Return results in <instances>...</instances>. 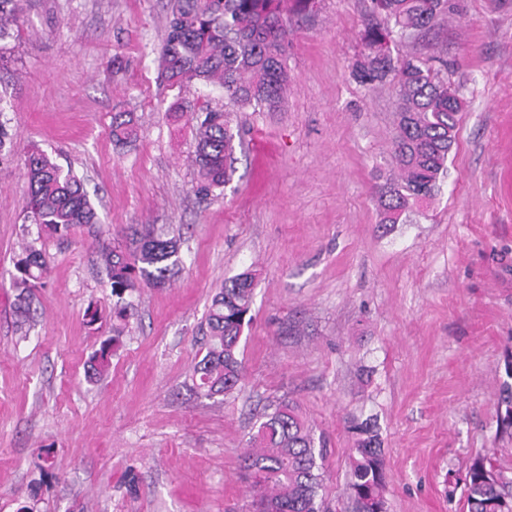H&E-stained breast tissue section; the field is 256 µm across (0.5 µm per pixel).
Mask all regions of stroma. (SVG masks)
<instances>
[{
    "instance_id": "obj_1",
    "label": "stroma",
    "mask_w": 512,
    "mask_h": 512,
    "mask_svg": "<svg viewBox=\"0 0 512 512\" xmlns=\"http://www.w3.org/2000/svg\"><path fill=\"white\" fill-rule=\"evenodd\" d=\"M393 54L415 53L465 101L448 175L410 222L379 227L376 191L396 177V85L351 76L370 0H316L290 15L281 111L237 112L242 133L223 193L192 192L194 127L157 61L169 0H22L20 38L0 72V512H248L240 468L269 404L286 399L327 443L323 512H351L354 423L377 420L386 512H463L453 487L471 460L512 464L500 390L512 359V0H452ZM138 117L115 144L112 115ZM274 149L259 168L255 136ZM72 167L103 238L152 224L180 239L163 288L94 328L114 299L85 230L67 240L25 222L24 153ZM51 260L32 320L15 315L23 242ZM256 273L228 396L196 390L216 288ZM120 330L107 376L86 361Z\"/></svg>"
}]
</instances>
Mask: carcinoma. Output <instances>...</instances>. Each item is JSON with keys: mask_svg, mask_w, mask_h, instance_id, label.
Here are the masks:
<instances>
[{"mask_svg": "<svg viewBox=\"0 0 512 512\" xmlns=\"http://www.w3.org/2000/svg\"><path fill=\"white\" fill-rule=\"evenodd\" d=\"M20 0H0V66L10 48L5 43L20 28ZM383 23L365 32V60L354 66L353 77L363 85L392 78L398 85L397 133L393 162L399 179L379 187L382 224H402L413 207L431 198L447 176L448 157L456 139L462 111L460 88L440 76L415 54L393 56L389 44L429 28L448 11L449 0H371ZM313 0H170V18L160 51V77L170 89L195 82L222 89L224 105L199 108L195 127L192 189L201 198L224 191L234 168L235 112L275 111L284 101L287 83L288 12L307 11ZM130 112L112 113V139L126 143L137 138ZM27 188L24 221L40 232L64 238L77 227L95 228L98 213L84 184L47 153L30 149L25 156ZM112 295V317L124 320L128 301L142 286L163 287L180 262V240L157 231L152 224H132L124 241L113 245L99 239ZM48 262L34 246L25 247L17 261L15 303L19 321L32 313V298L42 287ZM253 270L224 280L212 298L206 354L193 367L196 388L206 397L232 393L242 378L239 343L253 299ZM120 342V331L103 341L89 360V377L104 376ZM506 413L500 427L512 429V384L501 389ZM355 456L349 483L353 512H385V461L377 431L370 422L354 426ZM254 444L261 451L246 454L241 468L257 479L253 512H321L323 440L287 401L263 415ZM466 512H512V470L491 457L478 456L463 479Z\"/></svg>", "mask_w": 512, "mask_h": 512, "instance_id": "carcinoma-1", "label": "carcinoma"}]
</instances>
